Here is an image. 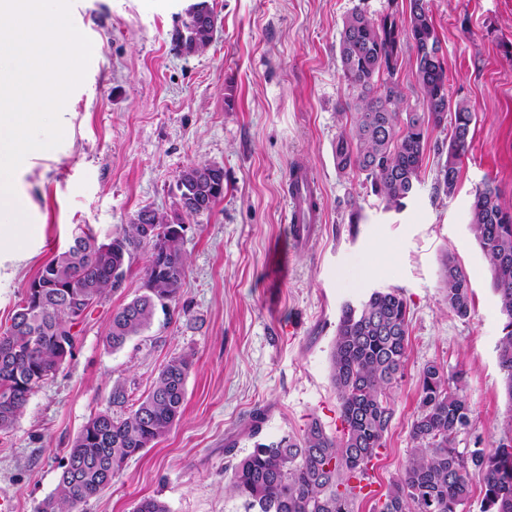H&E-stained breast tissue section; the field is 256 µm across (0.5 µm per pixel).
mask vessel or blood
I'll return each mask as SVG.
<instances>
[{
  "instance_id": "b4317fda",
  "label": "vessel or blood",
  "mask_w": 512,
  "mask_h": 512,
  "mask_svg": "<svg viewBox=\"0 0 512 512\" xmlns=\"http://www.w3.org/2000/svg\"><path fill=\"white\" fill-rule=\"evenodd\" d=\"M320 186L300 162H293L288 175V208L291 234L296 243H306L320 221Z\"/></svg>"
}]
</instances>
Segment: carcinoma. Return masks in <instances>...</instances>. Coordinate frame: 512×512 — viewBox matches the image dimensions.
Listing matches in <instances>:
<instances>
[{"mask_svg":"<svg viewBox=\"0 0 512 512\" xmlns=\"http://www.w3.org/2000/svg\"><path fill=\"white\" fill-rule=\"evenodd\" d=\"M176 31L181 51H202L212 42L205 29L214 16L208 0L187 10ZM416 56V81L424 111L405 107L396 79L405 45ZM343 77L357 91L351 128L334 149L336 167L364 177L385 208L402 210L420 182L429 126L454 116L446 160L437 178L454 193L458 165L470 147L474 114L448 97L442 47L424 0H410L409 16L388 12L378 19L356 9L343 21L339 39ZM210 165L195 164L178 177L180 206L187 216L208 212L224 196V184L208 176ZM160 244L145 241L134 221L106 240L85 224L74 228L65 249L54 254L29 282L12 324L0 333V434L11 432L35 388L54 376L78 343L74 328L106 294L123 287L136 256L143 252L144 292L112 314L107 343L118 350L152 322L158 307L176 302L186 276L183 224L159 216ZM471 230L488 260L500 301L503 336L498 363L504 392L512 403V209L489 183L476 189ZM441 284L448 309L471 313L470 280L451 255L443 260ZM409 335L408 304L402 293L375 290L341 312L332 351V383L342 431L333 435L312 420L300 435L258 442L227 476L224 490L243 500L246 512H354L361 496L354 481L368 478L369 466L385 447L394 409L391 390L404 377ZM191 361L173 357L161 368L151 391L122 418L93 415L73 440L54 492L37 512H80V505L110 487L128 460L152 447L180 420ZM463 372L440 364L423 367L418 381L414 444L376 512H460L471 493V475L481 477L483 512H512V440L493 448L457 447L471 422L462 393ZM133 512H169L158 498L138 501Z\"/></svg>","mask_w":512,"mask_h":512,"instance_id":"cac0c4a2","label":"carcinoma"}]
</instances>
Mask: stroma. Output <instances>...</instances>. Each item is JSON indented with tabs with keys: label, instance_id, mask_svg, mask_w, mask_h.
Returning a JSON list of instances; mask_svg holds the SVG:
<instances>
[{
	"label": "stroma",
	"instance_id": "1",
	"mask_svg": "<svg viewBox=\"0 0 512 512\" xmlns=\"http://www.w3.org/2000/svg\"><path fill=\"white\" fill-rule=\"evenodd\" d=\"M192 2L72 0L75 26L99 50L66 102L64 142L19 180L43 230L28 259L0 268V331L75 225L103 239L143 209L180 216L178 176L194 164L222 168L224 196L185 219L178 303L111 349L113 311L143 291L145 258L137 256L121 291L78 326L73 356L0 438V496L11 512H36L87 420L100 411L128 416L174 356L192 362L181 420L82 512H132L144 497L165 501L170 512H244L241 499L225 493L224 472L255 441L301 434L314 419L330 433L340 427L331 381L336 327L346 304L375 290H399L408 303V358L391 392L395 414L370 493L355 512H372L410 454L426 364L465 373L472 425L459 447L498 445L512 422L498 364L499 299L470 229L476 187L493 183L512 207V0H427L448 94L475 118L455 192L436 190L451 129L429 127L420 183L399 212L336 167L334 146L351 119L339 106L355 95L342 76L339 33L354 9L405 17L409 0H209L217 18L211 44L180 54L173 37ZM297 158L322 188V219L303 249L288 229V169ZM448 253L470 278L465 319L443 297ZM118 390L127 404H112ZM257 410L264 421L251 439Z\"/></svg>",
	"mask_w": 512,
	"mask_h": 512
}]
</instances>
